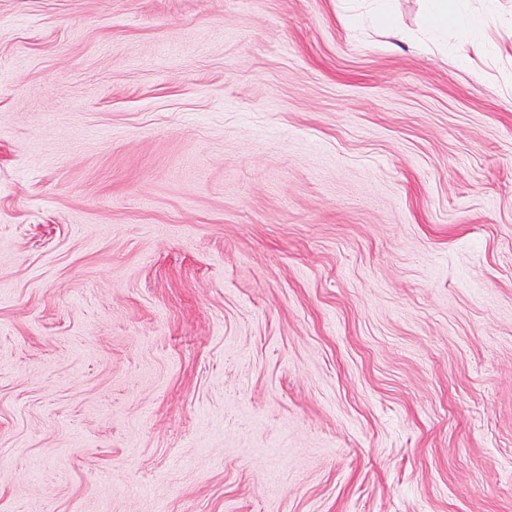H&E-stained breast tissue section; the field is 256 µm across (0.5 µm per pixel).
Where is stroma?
I'll use <instances>...</instances> for the list:
<instances>
[{"label": "stroma", "mask_w": 512, "mask_h": 512, "mask_svg": "<svg viewBox=\"0 0 512 512\" xmlns=\"http://www.w3.org/2000/svg\"><path fill=\"white\" fill-rule=\"evenodd\" d=\"M0 0V512H512V0ZM453 1L426 0V29L432 38L438 39L448 29V24L456 25L462 34L464 51L465 46L473 45L480 39L487 21L495 11V1H488L485 15L479 17L461 15Z\"/></svg>", "instance_id": "1"}]
</instances>
